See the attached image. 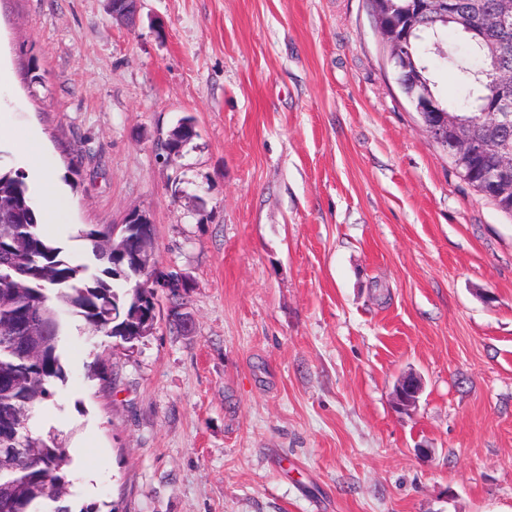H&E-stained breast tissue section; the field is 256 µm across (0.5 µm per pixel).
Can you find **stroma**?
Instances as JSON below:
<instances>
[{
	"label": "stroma",
	"mask_w": 512,
	"mask_h": 512,
	"mask_svg": "<svg viewBox=\"0 0 512 512\" xmlns=\"http://www.w3.org/2000/svg\"><path fill=\"white\" fill-rule=\"evenodd\" d=\"M1 71L0 165L49 166L58 245L93 263L79 229L140 211L188 285L133 344L71 319L36 420L73 508L512 512V217L426 133L370 0H142L132 27L0 0ZM400 380L396 388V404L399 409L409 411L418 402V397L422 391L421 381L416 377H407Z\"/></svg>",
	"instance_id": "1"
}]
</instances>
